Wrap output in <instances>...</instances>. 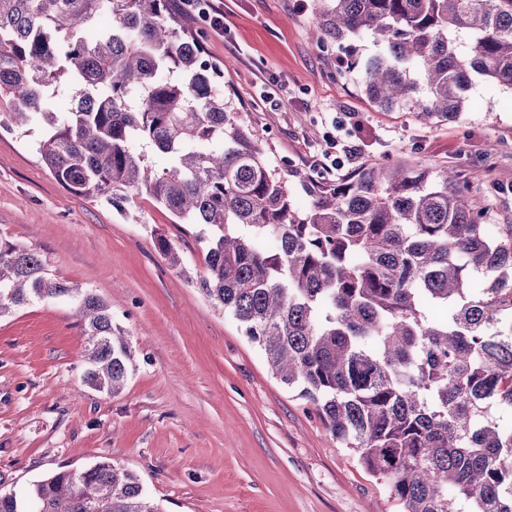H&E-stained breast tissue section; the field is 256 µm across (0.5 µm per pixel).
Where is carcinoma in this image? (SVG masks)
I'll return each instance as SVG.
<instances>
[{"label":"carcinoma","mask_w":512,"mask_h":512,"mask_svg":"<svg viewBox=\"0 0 512 512\" xmlns=\"http://www.w3.org/2000/svg\"><path fill=\"white\" fill-rule=\"evenodd\" d=\"M315 32L373 38L363 88L382 110L453 122L474 77L512 90V0H322ZM205 68L220 77L172 0H0V127L40 129L37 153L76 195L119 212L144 196L201 226L199 290L400 512H512V224L487 233L456 170L373 162L311 182L299 207ZM63 95L80 108L57 111ZM47 299L82 328L84 381L120 393L134 352L107 301L0 245V317ZM0 512L160 509L104 457L0 492Z\"/></svg>","instance_id":"1"}]
</instances>
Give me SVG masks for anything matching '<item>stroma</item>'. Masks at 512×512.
Segmentation results:
<instances>
[{"label":"stroma","mask_w":512,"mask_h":512,"mask_svg":"<svg viewBox=\"0 0 512 512\" xmlns=\"http://www.w3.org/2000/svg\"><path fill=\"white\" fill-rule=\"evenodd\" d=\"M294 0H216L224 32L179 13L224 91L262 138L271 163L303 180L325 176L323 134L338 132L359 162L460 171L488 212L512 223V91L475 81L451 123L381 111L354 56L311 37L316 10ZM199 228L136 198L128 211L71 193L30 138L0 129V242L33 249L60 279L96 289L127 332L136 366L112 395L83 380V336L61 300L0 318V491L24 492L59 470L111 457L139 475L161 512H399L384 485L341 448L255 343L195 286ZM163 236L183 259L154 247Z\"/></svg>","instance_id":"obj_1"}]
</instances>
